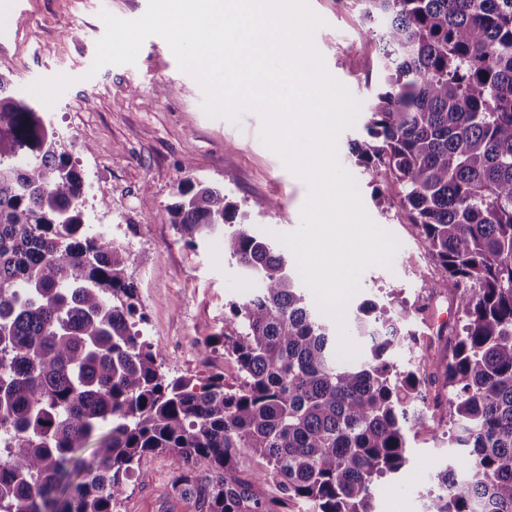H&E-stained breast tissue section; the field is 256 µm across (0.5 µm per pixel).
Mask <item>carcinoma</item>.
Instances as JSON below:
<instances>
[{
	"mask_svg": "<svg viewBox=\"0 0 512 512\" xmlns=\"http://www.w3.org/2000/svg\"><path fill=\"white\" fill-rule=\"evenodd\" d=\"M360 2L384 71L352 153L374 197L399 187L462 314L436 332L448 397L430 396L432 343L405 329L428 305L365 304L351 324L369 355L341 362L284 256L224 190L191 182L177 232L223 234L258 288L204 339L236 383L168 374L139 329L130 254L86 230L81 176L0 76V512H113L150 454L168 456L196 512H373L376 484L408 462L416 403L467 449L428 512H512V0ZM402 348L422 350L416 368H396Z\"/></svg>",
	"mask_w": 512,
	"mask_h": 512,
	"instance_id": "obj_1",
	"label": "carcinoma"
}]
</instances>
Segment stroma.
Returning <instances> with one entry per match:
<instances>
[{"label":"stroma","mask_w":512,"mask_h":512,"mask_svg":"<svg viewBox=\"0 0 512 512\" xmlns=\"http://www.w3.org/2000/svg\"><path fill=\"white\" fill-rule=\"evenodd\" d=\"M327 25L314 38L327 71L362 104L379 87L377 40L350 0H309ZM148 0H0V74L11 79L16 98L42 112L81 175L87 193L83 220L109 235L130 254L128 275L145 315L143 335L160 353L171 374L195 379L220 370L235 382L237 368L219 346L203 347L219 333L229 303L248 296L240 268L224 253V239L210 237L186 245L171 222L176 189L186 180L223 188L257 235L275 240L295 230L308 186L260 140L262 121L252 112L239 122L209 118L204 91L179 70L168 44L148 37L132 65L93 70L96 44L105 33L108 11L122 19L144 14ZM362 126L346 130L339 160L357 182L371 218L400 243L391 268L372 267L349 301L355 313L366 301L388 307L429 304L417 329L429 334L459 318L439 296L434 265L406 221L395 189L373 199L354 157L351 140ZM425 423L428 435L408 438L409 461L382 479L374 512H427L438 474L460 455L447 427ZM167 456L142 459L114 512H195L191 499L171 490Z\"/></svg>","instance_id":"35a3bbf8"}]
</instances>
